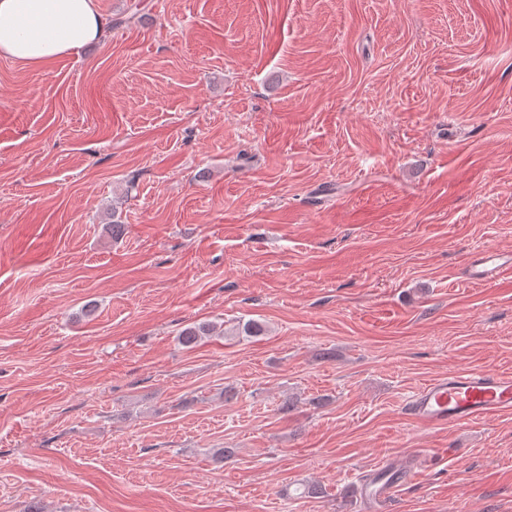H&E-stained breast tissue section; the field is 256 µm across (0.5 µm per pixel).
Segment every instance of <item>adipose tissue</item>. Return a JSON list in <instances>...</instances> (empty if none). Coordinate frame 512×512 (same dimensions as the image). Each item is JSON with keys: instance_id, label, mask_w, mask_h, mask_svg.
<instances>
[{"instance_id": "ef3b65f1", "label": "adipose tissue", "mask_w": 512, "mask_h": 512, "mask_svg": "<svg viewBox=\"0 0 512 512\" xmlns=\"http://www.w3.org/2000/svg\"><path fill=\"white\" fill-rule=\"evenodd\" d=\"M97 0H0V56L39 68L105 38Z\"/></svg>"}]
</instances>
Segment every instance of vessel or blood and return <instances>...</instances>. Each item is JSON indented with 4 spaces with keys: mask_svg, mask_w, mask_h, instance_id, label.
Listing matches in <instances>:
<instances>
[{
    "mask_svg": "<svg viewBox=\"0 0 512 512\" xmlns=\"http://www.w3.org/2000/svg\"><path fill=\"white\" fill-rule=\"evenodd\" d=\"M471 280L487 282L512 271V254L486 251L467 262ZM410 415L421 425L435 428L460 426L480 417L512 410V374L486 372L449 373L448 376L424 383L407 403ZM394 470L384 478L363 484V498L386 499L400 486Z\"/></svg>",
    "mask_w": 512,
    "mask_h": 512,
    "instance_id": "vessel-or-blood-1",
    "label": "vessel or blood"
}]
</instances>
